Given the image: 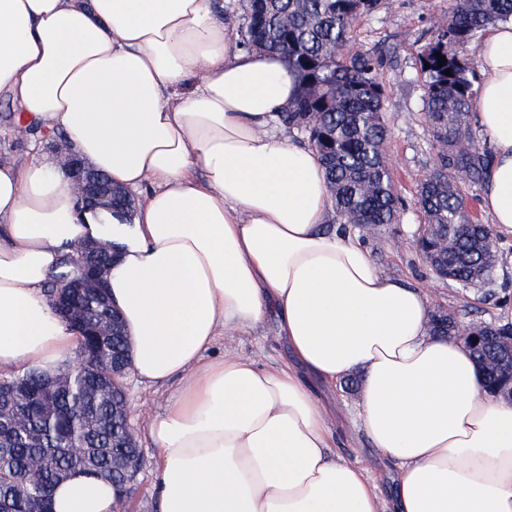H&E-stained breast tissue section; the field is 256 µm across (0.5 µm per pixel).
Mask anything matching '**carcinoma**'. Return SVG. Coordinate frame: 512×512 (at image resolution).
Instances as JSON below:
<instances>
[{"instance_id":"carcinoma-1","label":"carcinoma","mask_w":512,"mask_h":512,"mask_svg":"<svg viewBox=\"0 0 512 512\" xmlns=\"http://www.w3.org/2000/svg\"><path fill=\"white\" fill-rule=\"evenodd\" d=\"M380 0H232L240 26V45L281 54L298 74L301 91L281 121L308 139L325 168L338 224H354L367 233L381 224H398L403 206L385 160L388 130L383 112L386 85L381 56L357 50L352 34L358 20L372 16ZM512 19V0H452L448 16L430 26L418 53L424 89V115L435 152L433 171L417 190L423 247L447 250L448 275L466 288L475 276L493 281L497 262L482 239L492 234L479 224L464 188L488 178L491 152L476 143L470 124L478 93L473 61L464 48L475 34ZM440 53L445 58L438 64ZM429 67H424V63ZM450 70L451 75L444 74ZM448 226V242L433 239L434 226ZM81 320L92 335L81 339L76 355L86 363L83 375L50 384L35 369L0 379L29 386L33 398L24 408L0 398V512H32L37 503L52 506V489L73 472L125 484L122 463L139 454L126 436L119 411L124 376L112 371L113 359L129 355L127 337L112 335V311L95 295L82 298ZM450 332L490 337L472 350L477 362L508 346L512 323L456 325ZM52 385L53 415L44 412L40 389ZM83 444L80 458L68 454Z\"/></svg>"}]
</instances>
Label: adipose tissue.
<instances>
[{
    "label": "adipose tissue",
    "mask_w": 512,
    "mask_h": 512,
    "mask_svg": "<svg viewBox=\"0 0 512 512\" xmlns=\"http://www.w3.org/2000/svg\"><path fill=\"white\" fill-rule=\"evenodd\" d=\"M473 110L494 160L481 207L512 235V21L478 49ZM299 92L279 54L244 50L224 0H0V95L113 184L145 189L132 228L80 212L56 163L0 158V375L54 374L78 346L44 290L81 239L115 240L105 274L132 367L176 382L144 436L159 512H380L331 453L307 381L360 377L358 419L398 469L393 512H512V401L431 300L384 275L333 214L316 153L273 133ZM275 316L295 365L208 360L217 336ZM76 472L54 512H112Z\"/></svg>",
    "instance_id": "adipose-tissue-1"
}]
</instances>
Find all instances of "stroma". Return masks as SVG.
Returning <instances> with one entry per match:
<instances>
[{
  "instance_id": "stroma-1",
  "label": "stroma",
  "mask_w": 512,
  "mask_h": 512,
  "mask_svg": "<svg viewBox=\"0 0 512 512\" xmlns=\"http://www.w3.org/2000/svg\"><path fill=\"white\" fill-rule=\"evenodd\" d=\"M450 0H381L377 12L357 27L356 45L381 53L380 76L385 83L386 121L389 129L387 153L405 212L401 223L384 224L376 235H361L360 240L371 252L378 269L389 276L407 281L427 292L433 310L454 313L460 321L504 323L512 321V236H496L499 265L493 284L460 288L449 280L438 278L417 254L413 243L419 217L415 206V190L430 174L434 156L429 149V131L424 117L422 84L417 76L416 59L424 42V33L433 19L446 15ZM17 112L12 102L0 97V155L19 161L29 157L31 141L41 144L45 159L56 156L64 145L62 133L51 135L29 128L18 132ZM233 351L262 367L290 364L287 342L278 334L275 316L255 330L239 336H220L207 351V358ZM130 409V425L141 451L142 466L137 475L128 512H157L153 495L154 458L156 448L142 434L146 418L161 413L175 383L153 386L143 382L134 372L124 378ZM318 395L335 407L339 421L334 429V453L362 469L376 485L381 501L391 497L396 470L370 443L357 419L358 391L347 385H321Z\"/></svg>"
}]
</instances>
